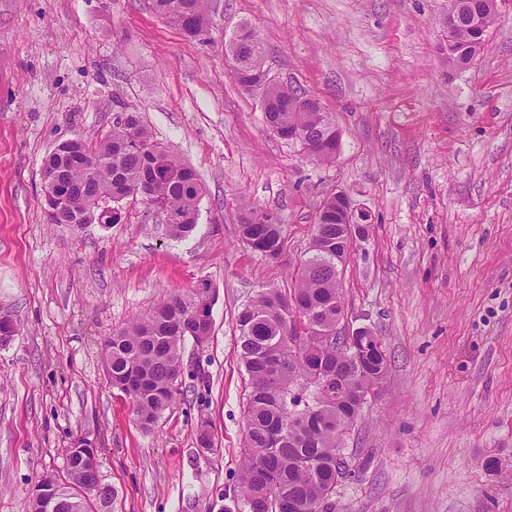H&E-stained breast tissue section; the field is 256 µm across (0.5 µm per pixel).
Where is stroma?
<instances>
[{"label":"stroma","mask_w":512,"mask_h":512,"mask_svg":"<svg viewBox=\"0 0 512 512\" xmlns=\"http://www.w3.org/2000/svg\"><path fill=\"white\" fill-rule=\"evenodd\" d=\"M448 0H213L190 37L145 0H0V512H29L41 475L91 440L114 512H236L246 375L236 317L288 288L333 194L370 212L341 276L346 330L388 357L342 443L333 512H512V0L459 69L440 52ZM264 67L318 99L340 131L311 161L232 77L240 22ZM137 107L205 185L198 224L169 236L146 200L116 224H50L40 168L61 142ZM278 213L286 251L239 240L244 205ZM209 280L213 330L186 340L181 395L152 431L103 365L112 332ZM208 423L212 451L197 445Z\"/></svg>","instance_id":"obj_1"}]
</instances>
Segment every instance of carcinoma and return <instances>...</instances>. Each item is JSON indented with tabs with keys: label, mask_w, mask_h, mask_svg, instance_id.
I'll return each instance as SVG.
<instances>
[{
	"label": "carcinoma",
	"mask_w": 512,
	"mask_h": 512,
	"mask_svg": "<svg viewBox=\"0 0 512 512\" xmlns=\"http://www.w3.org/2000/svg\"><path fill=\"white\" fill-rule=\"evenodd\" d=\"M459 2L453 41L444 52L449 63L462 67L484 45L488 27L478 18L495 14L497 0ZM148 5L188 36L202 34L209 25L210 0H148ZM225 49L235 60L237 83L262 90L274 133L284 139L303 134L301 146L316 162L336 159L340 139L331 114L301 86L268 77L262 66L263 41L254 29L241 26ZM45 165L62 171L66 218L100 223L110 199L115 224L122 201L145 193L174 218L167 225L172 237H186L197 226L202 182L153 139L135 111H119L105 133L61 144ZM322 210L294 287L261 290L236 318L249 388L237 512H331L336 484L350 472L341 453L344 433L367 396L377 393L386 379V355L359 359L344 331H336V320L344 315L336 258H345L350 240L336 213V196ZM239 236L271 262L285 253L283 225L272 211L244 209ZM214 300L215 290L203 279L187 292L169 295L107 339V377L114 388L124 384L122 392L131 398L141 428L152 429L175 404L182 346L188 338L202 344L211 336ZM82 483L81 471L68 463L64 475H43L35 488L68 500ZM62 512H112V506L85 496Z\"/></svg>",
	"instance_id": "cac0c4a2"
}]
</instances>
